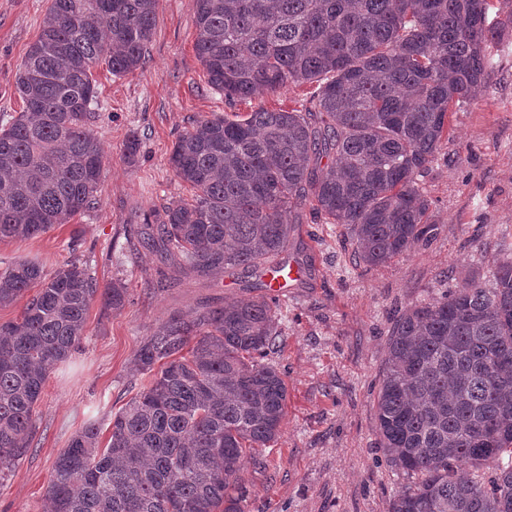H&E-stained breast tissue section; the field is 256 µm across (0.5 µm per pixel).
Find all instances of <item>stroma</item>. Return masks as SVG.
I'll list each match as a JSON object with an SVG mask.
<instances>
[{
	"mask_svg": "<svg viewBox=\"0 0 512 512\" xmlns=\"http://www.w3.org/2000/svg\"><path fill=\"white\" fill-rule=\"evenodd\" d=\"M50 0H0V118L23 108L15 79L39 36ZM500 38L473 98L448 115V138L419 178L431 205V240L391 263L368 267L339 224L293 214L288 256L306 264L278 299L281 335L265 361L288 387L286 416L263 465L249 469L244 512H389L410 480L380 447L376 400L390 330L409 307L488 275L512 251V0H493ZM193 0H159L143 69L94 70L91 128L104 152L95 208L28 240L0 243V269L20 259L54 273L87 266L99 286L124 283L121 309L94 299L77 352L47 377L28 452L0 483V512H48L53 463L89 418L112 414L147 383L132 369L149 334L175 315L202 313L227 299L259 296L258 279L237 268L201 277L147 241V221L174 200H191L169 156L179 134L203 116L258 108L304 109L307 84L258 92L228 104L199 61ZM138 137L135 159L125 148Z\"/></svg>",
	"mask_w": 512,
	"mask_h": 512,
	"instance_id": "35a3bbf8",
	"label": "stroma"
}]
</instances>
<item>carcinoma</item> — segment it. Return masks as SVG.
Masks as SVG:
<instances>
[{
  "mask_svg": "<svg viewBox=\"0 0 512 512\" xmlns=\"http://www.w3.org/2000/svg\"><path fill=\"white\" fill-rule=\"evenodd\" d=\"M158 0H51L16 76L23 112L0 126V242L38 237L96 204L103 160L90 129L93 70L142 68ZM490 0H194L195 50L210 85L247 101L260 89L314 86L305 111L259 108L200 117L170 163L194 189L149 237L200 276L288 266L292 213L309 203L344 226L369 267L429 240L417 175L488 66ZM324 157L330 164L320 167ZM32 296H27L31 289ZM73 262L49 275L15 261L0 271V479L28 450L49 371L70 359L99 296ZM275 302L226 299L173 316L133 365L151 377L110 419L89 421L57 456L52 512H244L248 468L286 415L281 375L256 360L276 347ZM387 456L415 482L389 512H512V257L489 281L408 308L391 329L376 403ZM486 468L488 480L463 478Z\"/></svg>",
  "mask_w": 512,
  "mask_h": 512,
  "instance_id": "1",
  "label": "carcinoma"
}]
</instances>
